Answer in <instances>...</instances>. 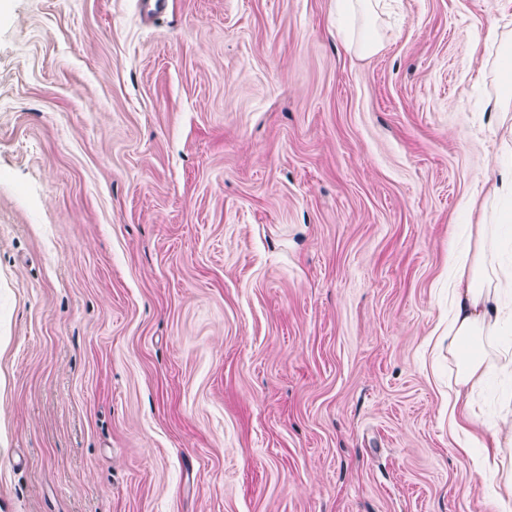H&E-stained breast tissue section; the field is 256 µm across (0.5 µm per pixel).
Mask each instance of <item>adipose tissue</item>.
Segmentation results:
<instances>
[{"mask_svg":"<svg viewBox=\"0 0 512 512\" xmlns=\"http://www.w3.org/2000/svg\"><path fill=\"white\" fill-rule=\"evenodd\" d=\"M379 2L336 0L338 12L363 18L354 45L364 54L382 46L371 24ZM468 205L478 222L471 227L467 250L454 258L448 279V357L455 364L448 382V424L463 430L478 418L470 394L495 374H512V350L496 344L504 328L512 325V268L503 267L497 253L502 229L512 222L511 160L501 163L494 182L478 188ZM502 410L501 427L472 461L496 485L498 512H512V462L507 459L512 452V392L504 395Z\"/></svg>","mask_w":512,"mask_h":512,"instance_id":"obj_1","label":"adipose tissue"}]
</instances>
